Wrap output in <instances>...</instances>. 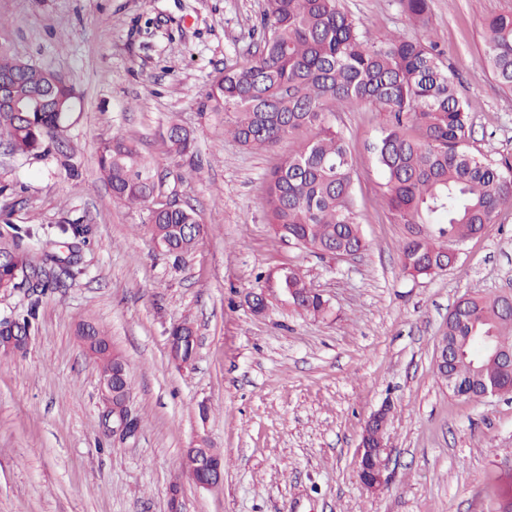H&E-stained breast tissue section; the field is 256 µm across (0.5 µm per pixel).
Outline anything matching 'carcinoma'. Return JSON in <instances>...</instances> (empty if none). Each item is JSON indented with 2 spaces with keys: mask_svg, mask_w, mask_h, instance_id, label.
Segmentation results:
<instances>
[{
  "mask_svg": "<svg viewBox=\"0 0 512 512\" xmlns=\"http://www.w3.org/2000/svg\"><path fill=\"white\" fill-rule=\"evenodd\" d=\"M403 13L420 31L408 38L392 33L376 42L342 7L341 0H264L255 50L237 56L210 81L203 109L224 111V135L240 146L270 150L290 137L294 148L265 180V211L282 239L320 255L366 249L354 197V160L333 118L347 108H371L385 119L367 149L379 168V206L393 224L404 226L399 247L402 270L428 276L442 262L453 266L461 247L512 208V176L465 149L470 117L454 76L442 61L430 24L429 0H400ZM484 48L478 64L498 86L512 92V13L483 22ZM0 72H11L14 90L26 97L50 70L0 51ZM74 113L52 108L21 118L0 110V140L11 151L31 154L50 141ZM169 148L186 154L188 134L174 125ZM99 168L116 201L147 206L158 196L150 164L121 136L112 137ZM152 232L162 249L189 257L199 238L191 209L150 212ZM11 257L0 266V289L14 287L12 269L33 268L27 254L7 244ZM279 295L300 313L328 314V300L310 290L299 270L270 272ZM448 342L460 358L452 366L463 385L486 380L499 394H512V376L475 349L491 336L512 350V313L500 311L496 296L462 295L448 317Z\"/></svg>",
  "mask_w": 512,
  "mask_h": 512,
  "instance_id": "cac0c4a2",
  "label": "carcinoma"
}]
</instances>
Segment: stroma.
Instances as JSON below:
<instances>
[{
    "instance_id": "35a3bbf8",
    "label": "stroma",
    "mask_w": 512,
    "mask_h": 512,
    "mask_svg": "<svg viewBox=\"0 0 512 512\" xmlns=\"http://www.w3.org/2000/svg\"><path fill=\"white\" fill-rule=\"evenodd\" d=\"M374 37L416 36L399 0H342ZM263 0H0V48L50 68L76 89L60 143L19 155L0 145V233L44 230L34 264L68 256L59 227L88 225L76 278L41 295L24 352L0 353V512H169L186 449L221 455L224 480L182 489V512H512V395L467 401L433 369L448 312L470 292L512 291V209L463 245L457 264L412 277L403 227L376 197L366 145L381 113L337 115L355 161L367 248L319 256L268 224L264 179L292 149L250 151L202 109L212 76L246 52ZM512 0H432L431 27L469 105V151L512 166V94L476 63L485 18ZM185 130L193 152L166 142ZM120 135L147 157L164 195L204 227L193 255L161 250L149 211L116 203L103 146ZM300 269L331 311L312 319L261 292L259 272ZM96 323L127 362L135 437L112 438L99 369L82 323ZM197 336L191 364L169 357L171 326ZM390 404V479L365 490L355 454L364 424Z\"/></svg>"
}]
</instances>
